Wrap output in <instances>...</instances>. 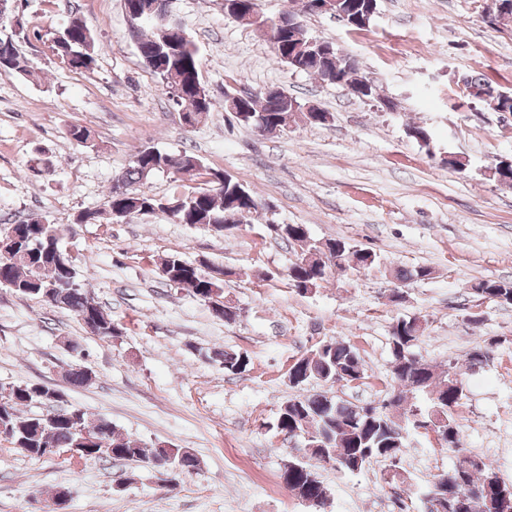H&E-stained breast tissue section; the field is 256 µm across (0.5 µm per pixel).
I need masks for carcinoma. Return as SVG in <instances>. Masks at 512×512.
<instances>
[{"label": "carcinoma", "instance_id": "1", "mask_svg": "<svg viewBox=\"0 0 512 512\" xmlns=\"http://www.w3.org/2000/svg\"><path fill=\"white\" fill-rule=\"evenodd\" d=\"M156 0H127L135 4L144 14L145 26L137 33L136 48L145 66L153 72L165 89L174 88L177 94L170 100L180 110L202 118L214 110L210 94L200 93L201 61L197 49L186 30L179 32L154 17ZM282 25L265 33L268 40L282 42V46L293 52L286 65L294 70L314 77L339 79L341 85L360 84L367 89L364 97H378L376 86L367 78L358 75V64H348V59L332 49L333 43L324 42L328 52L318 50V44H309V36L302 27L293 23L299 18L294 8L280 13ZM57 55L69 62L74 69L89 70L95 65L94 38L87 27L68 25L55 39ZM467 87L488 95L482 103L496 109L512 112V99L494 94V89L482 79L464 76ZM239 111L247 113L242 125L250 127L254 119L266 125L270 133L285 131L290 117L304 111V104L296 98L267 97L249 93L242 100ZM168 171L174 175L193 172L196 176H210L209 188L196 194L172 197L165 201L147 194L132 192L126 197L108 194L105 207L83 211L77 220L93 224L100 219L108 223L121 221L132 213H153L169 210L180 218L182 224H224L228 230L239 227L257 211L253 197L240 200L234 182L224 183V172L207 168L193 153L178 154L145 149L138 152L132 164L120 175L125 187L148 180L157 172ZM497 182L512 184V158L503 157L490 167ZM18 249L26 256L13 260L0 255V287L8 288L23 297H36L45 303L65 310L79 321L91 319L95 322L93 334L100 338L117 336L112 317L81 285H72L64 280L54 260L45 253L47 246L59 239L58 228L31 218L14 227ZM280 239L300 247L296 259L288 267L290 285L300 294L307 284L321 286L330 267L338 269L371 271L381 267V260L373 251L341 238L325 241L311 239L306 225L288 224ZM160 268L170 283L191 290L201 302L212 298L222 289L224 278L233 275L224 269V277H205L194 263L173 252L161 259ZM433 271L418 266L413 269L398 268L393 278L404 285L411 280L431 278ZM52 289V296L44 299V289ZM474 294L497 303L512 304V281L481 280L472 287ZM426 328L420 318L399 317L392 325L390 350L396 367L391 371L393 385L385 397L373 405L376 414H367L368 405L354 404L332 392L334 387H346L364 376L362 359L352 345L330 339L308 350L295 360L288 370L290 383L295 387L323 385L329 390L317 393H299L281 406L276 419V429L288 436H300L305 444L320 445L323 458L344 474L360 473L374 462L387 464L385 475L398 469L397 460L406 448L410 431H417L432 422L439 412L448 421L447 433L435 430L436 439L452 449L456 456L480 461L471 470L460 471L451 467L447 473L435 478L429 485L419 489L425 512H442L444 503L453 500L459 503L455 512H491L488 506L489 493L484 488V477L492 470V464L484 458L461 448L462 425L456 418V408L465 397V384L457 367L439 369L415 357L414 349L424 336ZM499 339L479 344L467 352V363L472 370L486 365ZM211 359L219 361L224 371L238 374L247 370L249 358L237 351H215ZM65 403L64 395L50 388L31 383L0 387V423L11 427L10 445L24 455L40 459L46 448H80L81 456L87 460L112 459L136 464H153L162 459L172 470L188 474L199 468L198 457L185 448L171 446L148 447L122 435L112 422L104 417L96 418L83 408L69 405L62 408L56 419L44 418V413L34 412L37 405ZM316 464L302 463L290 459L283 465L281 477L288 479V489L299 498L317 501L325 505L319 484L314 478Z\"/></svg>", "mask_w": 512, "mask_h": 512}]
</instances>
